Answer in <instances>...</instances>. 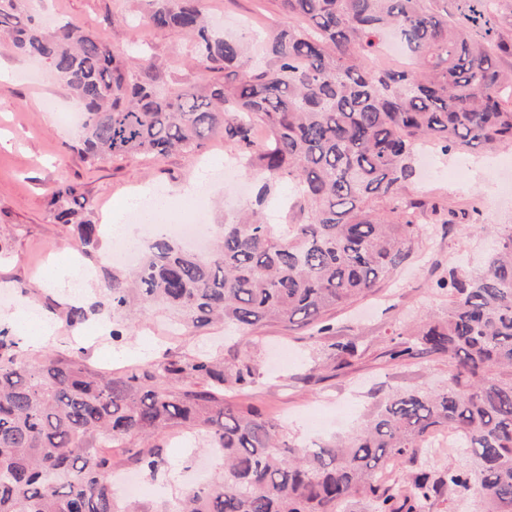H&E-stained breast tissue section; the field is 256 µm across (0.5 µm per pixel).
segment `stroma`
<instances>
[{"instance_id":"stroma-1","label":"stroma","mask_w":512,"mask_h":512,"mask_svg":"<svg viewBox=\"0 0 512 512\" xmlns=\"http://www.w3.org/2000/svg\"><path fill=\"white\" fill-rule=\"evenodd\" d=\"M17 11L37 25L55 28L73 22L96 34L112 49L123 52L141 48L152 60V75L164 87L195 86L205 81L188 38L178 30L139 26L141 0H12ZM205 14L218 35L252 42L268 38L282 21L278 0H203ZM32 59L21 55L10 40L0 39V301L16 308L21 293L34 300L36 327L49 301L70 294V284L59 279L51 285L47 276L62 266L66 254L92 271L87 281L90 300L103 292V271L110 236H103L97 250L84 252L71 226L55 223L50 201L56 185L76 182L91 202L89 219L102 223L105 214L121 199L151 185L170 191L194 181L200 161H234L240 146L222 137L202 141L192 153L173 152L159 158L122 156L89 165L74 148V131L44 109L54 100L59 111L70 108L68 89L51 67L42 80L28 77ZM441 170L459 167L458 179L441 177L422 181L414 177L403 193L432 211V221L415 239L408 261L374 292L336 312L337 335L354 339L359 353L350 364L331 358V338L315 335L309 326L267 325L254 331L225 333L216 326L205 332L167 336L168 318L144 310L136 324L120 340H113L112 314L102 311L81 327L56 319V339L42 350L26 351L27 359L49 352L71 355L74 340L87 343L83 357L96 371L120 372L149 361H178L208 350L225 365H251L256 383L235 390V406H254L283 428L287 439L315 448L344 435L360 421L376 400L405 388L435 390L448 381V360L422 356L391 361L389 347L424 318H436L448 307V292L437 282L448 270L461 266L481 270L490 248L489 227L512 224V173L502 163L512 160V147L488 154L481 148L436 153ZM252 177L239 171L235 186L216 182L203 200H191L182 216L200 215L204 223L219 226L249 204ZM179 429L159 435L157 444L169 462L159 473L169 496L205 483L210 472L221 470L218 457L200 448L185 451L176 444ZM434 475L448 469L469 470L473 458L458 447L421 446L414 458L389 463L393 478H401L417 466ZM168 496V497H169Z\"/></svg>"}]
</instances>
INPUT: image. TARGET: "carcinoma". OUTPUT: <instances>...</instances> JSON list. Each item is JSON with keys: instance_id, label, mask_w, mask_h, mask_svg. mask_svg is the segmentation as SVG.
<instances>
[{"instance_id": "carcinoma-1", "label": "carcinoma", "mask_w": 512, "mask_h": 512, "mask_svg": "<svg viewBox=\"0 0 512 512\" xmlns=\"http://www.w3.org/2000/svg\"><path fill=\"white\" fill-rule=\"evenodd\" d=\"M142 21L184 32L208 81L162 88L153 64L82 26L47 33L0 8V35L47 61L80 104L75 137L92 165L114 157L193 150L222 136L242 145L256 178L255 207L227 220L208 254L171 238L152 242L103 298L71 306L81 325L106 307L121 324L147 307L167 310L180 328L214 324L252 331L303 323L335 335L331 316L371 293L410 256L419 203L405 201L419 145L442 150L512 145V40L493 19L503 0H280L284 22L257 68L247 45L215 37L199 0H144ZM396 34L419 60L415 70L372 71L356 60ZM266 129L263 141L254 128ZM295 184L286 224H267L261 207L280 182ZM53 219L74 224L93 249L99 225L86 218L79 185L61 182ZM495 247L477 273L454 268L437 286L448 311L419 323L390 350L393 361L448 357V384L397 390L378 402L345 440L309 448L286 440L256 407L233 406L224 385L242 389L254 370L208 355L96 372L79 356L30 362L0 329V512H149L121 505L109 448H124L151 477L167 468L160 445L136 448L172 428L203 435L222 453L224 476L179 497L168 512H342L357 497L370 512H423L445 489L471 491L481 512H512V225L493 228ZM349 363L357 344H331ZM452 431L475 459L469 471L435 478L423 469L391 492L388 461L414 454L426 436Z\"/></svg>"}]
</instances>
